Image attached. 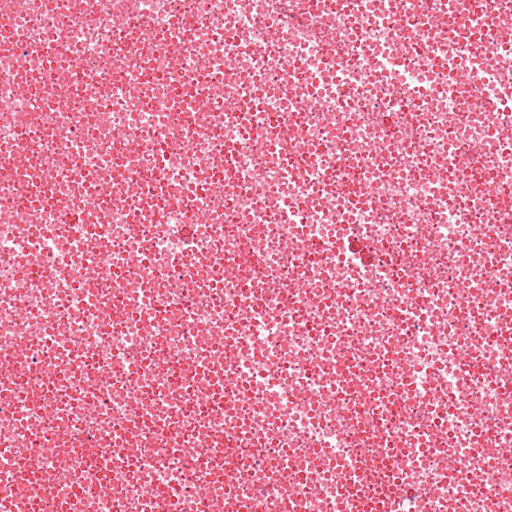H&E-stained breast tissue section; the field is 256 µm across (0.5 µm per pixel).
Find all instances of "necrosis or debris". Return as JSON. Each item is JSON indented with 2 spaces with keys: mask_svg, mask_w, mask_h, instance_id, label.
<instances>
[{
  "mask_svg": "<svg viewBox=\"0 0 512 512\" xmlns=\"http://www.w3.org/2000/svg\"><path fill=\"white\" fill-rule=\"evenodd\" d=\"M443 13L0 0V25L65 37L84 76L29 97L0 53V142L34 132L50 195L97 203L63 223L0 162V360L24 366L0 376V466L30 512H512V78L480 62L491 105L470 111L421 59L468 55ZM229 100L257 101L247 124ZM353 236L371 264L331 252Z\"/></svg>",
  "mask_w": 512,
  "mask_h": 512,
  "instance_id": "4bbe7bcc",
  "label": "necrosis or debris"
}]
</instances>
